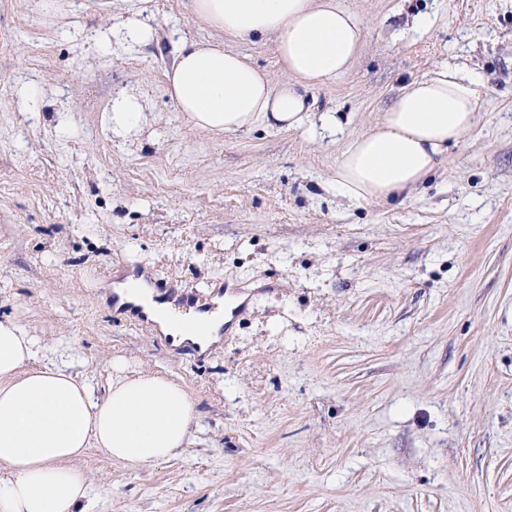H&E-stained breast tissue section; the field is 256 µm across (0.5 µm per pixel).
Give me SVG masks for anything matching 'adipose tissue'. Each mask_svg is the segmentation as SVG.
I'll return each instance as SVG.
<instances>
[{
	"label": "adipose tissue",
	"mask_w": 512,
	"mask_h": 512,
	"mask_svg": "<svg viewBox=\"0 0 512 512\" xmlns=\"http://www.w3.org/2000/svg\"><path fill=\"white\" fill-rule=\"evenodd\" d=\"M191 9L195 21L225 34L221 41L180 40L166 74L170 98L197 128L298 130L316 119L335 129V113H314L307 92L347 72L362 45L363 28L340 0H191ZM128 11L113 26V40L132 50L154 43L146 0H131ZM259 37L274 41L283 81L224 44ZM482 104V84L454 69L409 83L375 127L347 144L336 165L337 193L354 202L409 194L475 126ZM116 293L120 302L145 305L174 344L204 349L217 338L219 317L180 316L124 281ZM37 356L15 322L0 320V512H93L91 489L72 466L88 448H102L129 469L185 448L196 408L182 387L141 373L97 398L63 368L37 365Z\"/></svg>",
	"instance_id": "adipose-tissue-1"
}]
</instances>
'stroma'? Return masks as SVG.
<instances>
[{
	"instance_id": "obj_1",
	"label": "stroma",
	"mask_w": 512,
	"mask_h": 512,
	"mask_svg": "<svg viewBox=\"0 0 512 512\" xmlns=\"http://www.w3.org/2000/svg\"><path fill=\"white\" fill-rule=\"evenodd\" d=\"M364 28L310 95L336 136L196 128L165 92L190 0L157 42H103L124 0H0V320L104 394L158 373L197 403L186 448L79 461L99 512H512V0H341ZM480 77V118L409 196H337L336 163L404 85ZM139 97L138 127L104 119ZM133 275L245 306L205 352L113 307Z\"/></svg>"
}]
</instances>
